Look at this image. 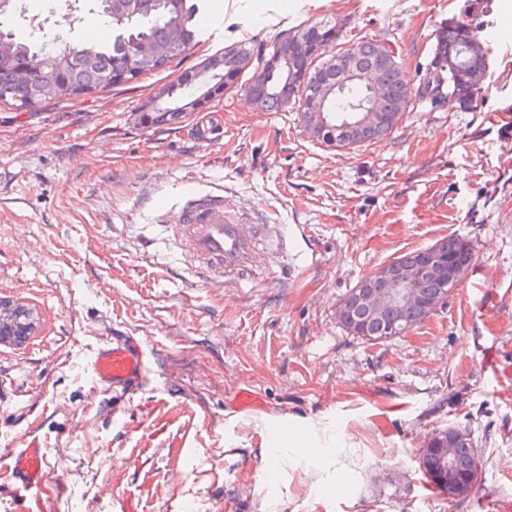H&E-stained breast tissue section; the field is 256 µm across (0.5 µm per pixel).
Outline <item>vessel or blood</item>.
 <instances>
[{
	"mask_svg": "<svg viewBox=\"0 0 512 512\" xmlns=\"http://www.w3.org/2000/svg\"><path fill=\"white\" fill-rule=\"evenodd\" d=\"M169 233L194 273L244 281L258 273L261 235L244 232L226 210L223 196L190 192L174 212ZM91 371L96 384L127 395L145 381L149 364L139 343L115 337L95 349ZM48 472V454L38 438L0 455V490L16 497L15 512H42Z\"/></svg>",
	"mask_w": 512,
	"mask_h": 512,
	"instance_id": "1",
	"label": "vessel or blood"
}]
</instances>
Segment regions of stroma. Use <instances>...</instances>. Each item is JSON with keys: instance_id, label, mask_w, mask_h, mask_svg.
Instances as JSON below:
<instances>
[{"instance_id": "1", "label": "stroma", "mask_w": 512, "mask_h": 512, "mask_svg": "<svg viewBox=\"0 0 512 512\" xmlns=\"http://www.w3.org/2000/svg\"><path fill=\"white\" fill-rule=\"evenodd\" d=\"M24 2L21 39L110 36L72 0ZM206 13L220 36L152 75L0 104V298L41 315L23 346H0V452L37 432L44 512H512V0H207ZM326 21L340 46L377 40L401 63L414 97L386 139L328 147L238 87L139 124L224 48L266 58L287 30ZM451 21L489 55L466 111L420 95ZM203 123L211 138L196 137ZM194 187L223 194L244 231L273 225L267 276L192 274L160 213ZM450 235L474 260L445 306L375 345L341 326L361 279ZM112 336L148 359L129 395L92 379ZM451 425L482 450L463 500L432 492L417 462Z\"/></svg>"}]
</instances>
